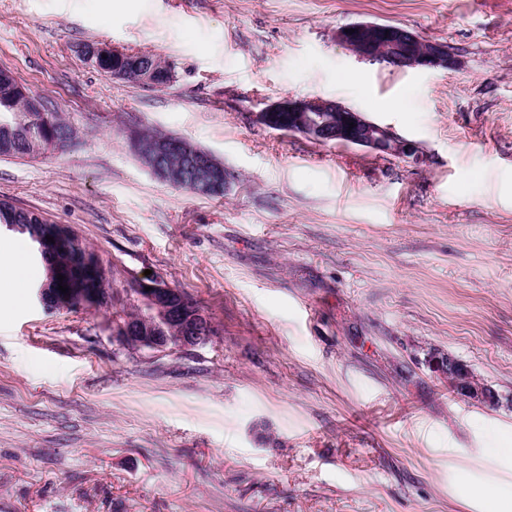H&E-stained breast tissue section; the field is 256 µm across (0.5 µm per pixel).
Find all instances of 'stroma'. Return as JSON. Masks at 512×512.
<instances>
[{
	"mask_svg": "<svg viewBox=\"0 0 512 512\" xmlns=\"http://www.w3.org/2000/svg\"><path fill=\"white\" fill-rule=\"evenodd\" d=\"M362 21L446 43L451 69L354 56ZM169 61L157 90L80 50ZM0 67L78 138L0 157V199L152 271L214 319L166 355L111 312L0 310V512H512V0H0ZM319 97L416 141L421 164L272 131ZM150 127L209 151L223 196L157 178ZM453 356L484 407L424 365Z\"/></svg>",
	"mask_w": 512,
	"mask_h": 512,
	"instance_id": "stroma-1",
	"label": "stroma"
}]
</instances>
